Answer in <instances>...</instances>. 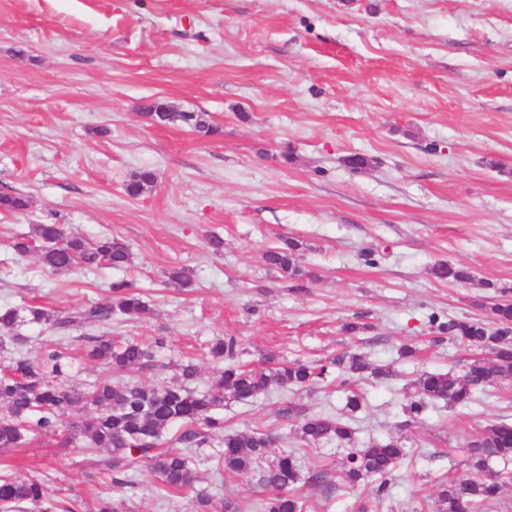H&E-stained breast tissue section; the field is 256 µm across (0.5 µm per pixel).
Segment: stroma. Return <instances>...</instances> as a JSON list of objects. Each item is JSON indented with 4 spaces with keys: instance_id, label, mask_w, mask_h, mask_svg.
<instances>
[{
    "instance_id": "1",
    "label": "stroma",
    "mask_w": 512,
    "mask_h": 512,
    "mask_svg": "<svg viewBox=\"0 0 512 512\" xmlns=\"http://www.w3.org/2000/svg\"><path fill=\"white\" fill-rule=\"evenodd\" d=\"M155 99L208 113L218 134L153 123L143 107ZM353 155L368 165L351 168ZM144 169L153 185L129 196ZM3 194L30 205L0 210L2 307L79 309L135 281L153 315L104 335L167 337L159 360L195 355L203 388L219 376L204 355L218 336L236 337L253 366L353 347L390 365L383 381L331 376L225 403V431L270 432L272 453L294 450L304 473L324 472L298 485L313 512H436L442 481L468 470V443L512 420V380L464 407L404 410L418 373L460 374L473 357L435 341L430 317L485 320L512 299V0H0ZM35 224L114 238L133 262L45 272L12 248ZM288 237L304 279L265 262ZM440 262L468 268L471 282L436 278ZM175 267L189 287L168 285ZM352 392L365 401L357 442L394 438L408 452L381 495L369 479L348 485L335 442L294 436L296 419L341 413ZM218 452L190 454L213 494L255 512L263 488L218 469ZM111 463L57 437L0 452V465L42 479L61 512H94L111 494ZM127 480L128 512H194L147 472Z\"/></svg>"
}]
</instances>
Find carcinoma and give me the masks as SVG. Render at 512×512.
<instances>
[{"label":"carcinoma","mask_w":512,"mask_h":512,"mask_svg":"<svg viewBox=\"0 0 512 512\" xmlns=\"http://www.w3.org/2000/svg\"><path fill=\"white\" fill-rule=\"evenodd\" d=\"M155 121L193 123L205 136L218 129L190 112H152ZM155 181L144 170L127 184V193L138 196ZM29 207L22 195L0 196V209L21 212ZM299 244L286 241L282 247L266 251L271 268L288 278L301 275L294 261ZM13 250L20 256L38 253L41 263L52 272L67 271L75 266L108 265L124 268L132 263L128 246L104 238L89 242L66 234L61 224H35L30 235L17 239ZM441 280L468 282L470 272L461 266L441 263L433 267ZM112 296L107 303H91L75 311L48 310L40 305L22 309L0 308V450L18 448L44 436H55L63 421L72 418V433L64 440L79 439L88 449L105 448L112 452L111 486H126L125 473L143 469L169 496L193 494L195 512H241V507L216 498L200 475L192 459L182 448H200L214 436L221 437L223 451L218 463L224 471L258 477L259 484L270 491L265 512H308L310 505L298 493L302 480L300 457L284 450L271 458L268 448L275 437L267 432H224V402L249 401L274 388L310 387L334 370L362 375L370 373L378 380L391 376L387 365H372L360 354L343 352L316 361L277 362L270 356L269 366L249 368L240 361V345L230 337H217L208 347L211 360L221 365L218 381L206 390L194 385L198 365L192 360L161 364L156 359L167 338L117 341L95 335L91 330L112 324L119 318H144L152 314L142 300L134 282L116 281L110 285ZM491 322L448 320L437 329L453 342L464 340L481 349L491 350L487 359L476 360L460 374L424 372L414 383L415 399L405 408L417 418L429 407L446 401L450 405L472 403L484 389L512 379V302L492 309ZM24 324L45 327L53 338L44 341L41 356L24 353L30 337L19 332ZM78 329L83 336L87 359L121 373L137 367L163 373L168 368L178 372L173 383L142 385L136 382H113L100 379L81 390L58 385L67 348L60 339ZM175 423L184 425L174 439L175 445L164 447L166 432ZM295 433L306 445L327 441L349 449L344 461L351 486L362 480L376 482V493H384L395 471L407 457V450L396 440L357 446L349 420L340 415L311 416L299 421ZM469 472L442 482L437 512H486L506 487L512 486V471L487 474L491 460L512 461V424L501 420L487 424L466 448ZM42 502L41 512H57V504L46 498L43 482L13 470H0V512H26L24 504Z\"/></svg>","instance_id":"carcinoma-1"}]
</instances>
